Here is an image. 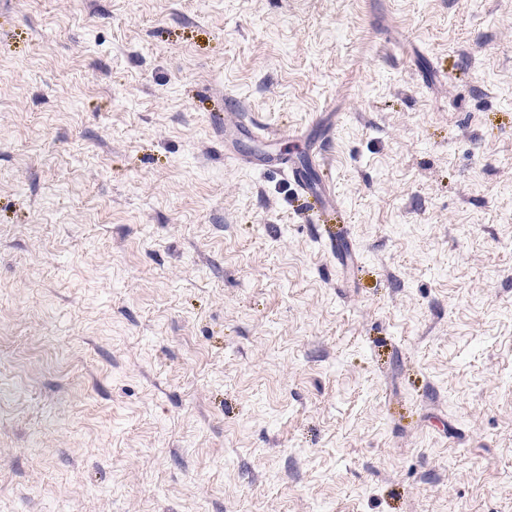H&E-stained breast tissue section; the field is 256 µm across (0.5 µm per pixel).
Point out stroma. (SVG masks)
<instances>
[{
  "label": "stroma",
  "instance_id": "1",
  "mask_svg": "<svg viewBox=\"0 0 512 512\" xmlns=\"http://www.w3.org/2000/svg\"><path fill=\"white\" fill-rule=\"evenodd\" d=\"M0 512H512V0H0ZM328 116H330V113H327L326 117ZM331 117L333 116L331 115L330 118ZM330 118L329 120L316 118L312 121L311 124L312 127L321 130V133L318 135V137L313 138L309 144L315 156L320 157L319 159L322 165H325V161L327 159L324 148L332 141L335 133L334 120H330ZM261 131V132H259ZM302 135L271 131L267 128L258 129L252 124L241 121L231 125L224 122V156H231L241 165L253 170H275L286 173L297 186L305 199L307 210L318 214V220L325 224L328 238L334 239L336 226L330 222H340L341 211L336 204V197L330 185L325 181L309 182L302 175L299 166L291 158L281 152H270L255 146L257 141H275L279 139H299Z\"/></svg>",
  "mask_w": 512,
  "mask_h": 512
}]
</instances>
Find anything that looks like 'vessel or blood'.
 Returning <instances> with one entry per match:
<instances>
[{
  "instance_id": "vessel-or-blood-1",
  "label": "vessel or blood",
  "mask_w": 512,
  "mask_h": 512,
  "mask_svg": "<svg viewBox=\"0 0 512 512\" xmlns=\"http://www.w3.org/2000/svg\"><path fill=\"white\" fill-rule=\"evenodd\" d=\"M312 125L318 128L319 135L311 140L310 146L314 154L321 157L334 137L335 125L333 120L322 118L314 119ZM280 137V132L266 128L261 130L238 121L224 127V153L254 170H275L287 174L297 186L308 209L317 213L319 221L325 224L328 237H335V224L341 221L342 214L330 185L324 181H308L297 163L287 159L285 154L262 150L257 146L258 141H275Z\"/></svg>"
}]
</instances>
